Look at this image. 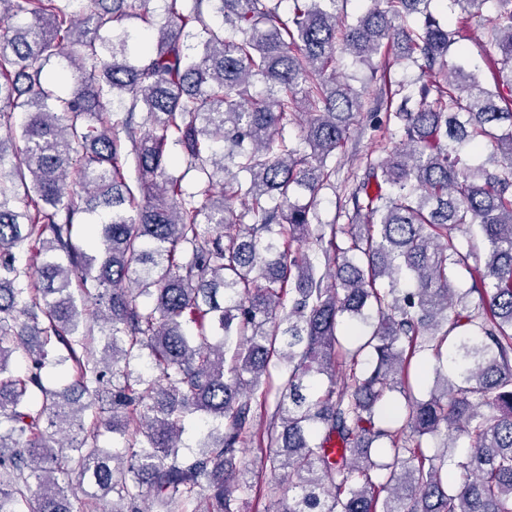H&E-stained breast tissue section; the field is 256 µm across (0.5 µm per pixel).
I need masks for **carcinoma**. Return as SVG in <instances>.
I'll return each mask as SVG.
<instances>
[{
  "label": "carcinoma",
  "mask_w": 512,
  "mask_h": 512,
  "mask_svg": "<svg viewBox=\"0 0 512 512\" xmlns=\"http://www.w3.org/2000/svg\"><path fill=\"white\" fill-rule=\"evenodd\" d=\"M150 2L0 0V512H76V489L92 512H240L258 402L284 512H512V0L490 82L431 0L352 22L348 0ZM449 2L465 22L488 0ZM132 19L155 32L133 62ZM338 49L370 83L383 51L443 81L397 84L398 143L321 225V273L292 246L362 109ZM474 228L482 263L453 237ZM190 414L220 427L185 455Z\"/></svg>",
  "instance_id": "cac0c4a2"
}]
</instances>
